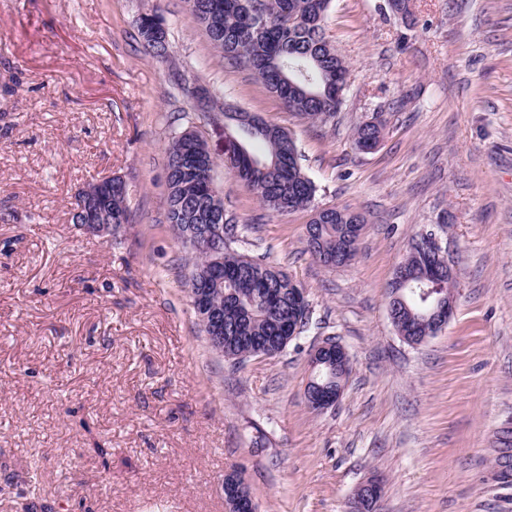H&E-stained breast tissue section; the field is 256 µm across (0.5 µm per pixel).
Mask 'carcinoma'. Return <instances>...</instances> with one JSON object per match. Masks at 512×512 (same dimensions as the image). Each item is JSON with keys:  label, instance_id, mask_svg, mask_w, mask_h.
I'll return each mask as SVG.
<instances>
[{"label": "carcinoma", "instance_id": "obj_1", "mask_svg": "<svg viewBox=\"0 0 512 512\" xmlns=\"http://www.w3.org/2000/svg\"><path fill=\"white\" fill-rule=\"evenodd\" d=\"M331 0H187L190 14L203 27L212 46L224 59L252 72L276 94L288 111L303 119L326 123L336 116V81L349 73L336 57L324 34ZM159 19L144 15L138 32L145 49L163 56L167 44L157 42ZM383 120L353 131L356 147L381 138ZM227 147L224 167L232 171L263 209L284 214L306 207L315 185L302 170L297 146L282 128L268 124L251 132L231 124L224 128ZM207 143L194 130L172 138L167 167L173 169L165 197L166 221L177 237L192 224L209 223L216 161ZM112 230L132 223L126 198L112 196ZM238 235V225L224 220V287L209 289L224 305V348H214L225 360L237 364L246 349L277 355L272 337L281 335L276 312L288 305L289 277L273 264L258 261L227 248L226 240ZM346 241L334 221L323 226V240L308 242V251L325 267L336 266V252ZM208 257L191 255L184 265L185 285L197 287L194 272Z\"/></svg>", "mask_w": 512, "mask_h": 512}]
</instances>
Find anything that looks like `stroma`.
Instances as JSON below:
<instances>
[{
	"label": "stroma",
	"mask_w": 512,
	"mask_h": 512,
	"mask_svg": "<svg viewBox=\"0 0 512 512\" xmlns=\"http://www.w3.org/2000/svg\"><path fill=\"white\" fill-rule=\"evenodd\" d=\"M168 32L146 53L138 20ZM347 62L328 124L289 112L215 51L185 0H0V512H225L238 468L257 512H346L384 480L380 512H512V0H332ZM293 137L317 191L271 215L225 169L224 122L195 88ZM378 147L352 130L375 115ZM203 136L232 249L307 290L310 327L274 357L208 346L164 215L166 154ZM121 177L117 236L74 224L89 183ZM362 212L351 264L307 250L314 210ZM435 229L453 314L418 347L387 312L395 266ZM335 337L352 370L335 406L304 398L309 351ZM161 21L155 16L144 15L139 20L138 32L145 49L155 56H163L167 52V40L165 43L157 42L154 37V28Z\"/></svg>",
	"instance_id": "obj_1"
}]
</instances>
